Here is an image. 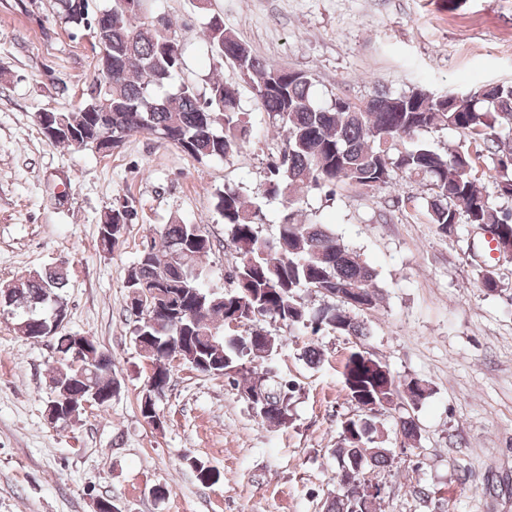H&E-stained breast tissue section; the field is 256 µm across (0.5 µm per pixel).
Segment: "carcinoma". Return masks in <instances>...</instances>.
Listing matches in <instances>:
<instances>
[{
	"label": "carcinoma",
	"instance_id": "obj_1",
	"mask_svg": "<svg viewBox=\"0 0 512 512\" xmlns=\"http://www.w3.org/2000/svg\"><path fill=\"white\" fill-rule=\"evenodd\" d=\"M78 2L54 0L61 22L70 30L79 18ZM146 2L137 0L139 9L130 14L128 0H112L116 20L102 33L112 53V84L104 92L112 101L109 128L103 127L100 113L86 110L92 104L88 96L75 112L39 113L42 135L51 143L105 152L106 133L117 149L146 131L198 161L229 156L252 135L238 88L213 79L202 91L186 82L175 92L165 91L181 77L184 60L172 24L147 16ZM203 35L212 56L231 62L251 87L258 108L282 133L284 149L269 165L253 199L228 185L215 192V209L237 255L225 275L231 287L217 291L208 286L203 258L211 243L208 236H199V224H167L150 250L139 252L125 288L140 291L136 298L127 295L140 354L153 361L168 337L179 336L185 363L203 360L210 370L227 373L249 405L256 390L263 389L266 410L257 417L284 426L290 384L258 383L262 364L282 347V339L262 323L277 322L291 335L331 331L353 337L342 383L357 413L340 427L333 451L340 488L328 500L326 512H376L379 494L359 496L357 490L373 487L368 471L391 461V450L381 447L377 409L385 400L414 409L430 388L418 378L396 379L388 365L367 350L371 331L362 316L379 301L375 270L325 225L299 219V195L347 182L378 189L406 176L429 186L422 207L443 235L464 223L511 247L512 209L497 206L485 195L474 171L480 159H490L502 174L499 195L512 198V176H506L512 171V143L502 135L512 131V82L451 95L422 89L382 91L359 103L338 97L323 105L313 94L308 72L278 67L257 56L224 27L219 14L207 16ZM441 126L458 131L462 143L451 150L423 142L405 146L418 134ZM276 197L284 201V210L275 233L267 235L261 199ZM136 219L133 201L115 199L99 227L100 249L112 252L125 226ZM68 283L67 268L55 266L23 273L8 284L11 304L26 310L16 324L20 335H43L35 320L50 313L52 298L64 297ZM310 295L326 303L313 306L307 300ZM158 307L163 309L159 330L150 324ZM232 323L247 330L229 334ZM54 339L65 365V371L52 377L55 402L62 403L87 382L100 392H119L112 363L88 364L82 381L73 368L71 336L57 333ZM139 408L143 420L152 422L157 396L143 389Z\"/></svg>",
	"mask_w": 512,
	"mask_h": 512
}]
</instances>
